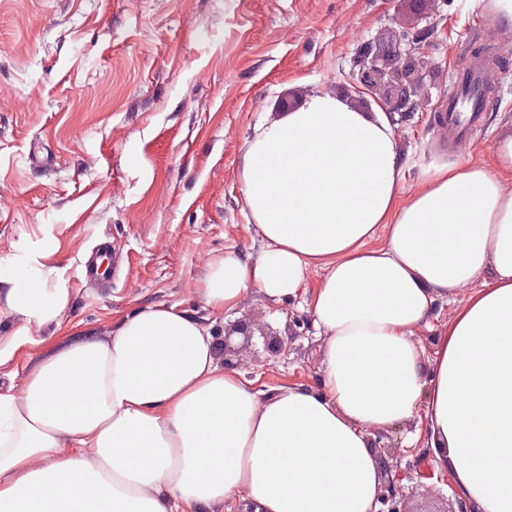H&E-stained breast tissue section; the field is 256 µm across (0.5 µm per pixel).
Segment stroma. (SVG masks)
<instances>
[{"label":"stroma","instance_id":"stroma-1","mask_svg":"<svg viewBox=\"0 0 512 512\" xmlns=\"http://www.w3.org/2000/svg\"><path fill=\"white\" fill-rule=\"evenodd\" d=\"M424 29L425 78L409 112L358 92L353 58L366 41ZM490 58L498 74L484 123L452 145L439 114L459 66ZM317 93L381 112L406 162V189L435 168L491 146L512 125V31L473 0H0V264L40 256L66 280L71 304L0 366V388L20 386L54 344L106 336L125 315L164 304L234 334V368L258 392L318 384L323 340L302 299L250 290L213 317L198 292L209 260L236 247L259 257L238 180L256 125ZM51 163L33 164L32 142ZM110 239L120 257L112 287L81 278L86 253ZM288 340L270 358L264 336ZM426 420L371 433L397 449L396 489L409 512H456L451 472L417 479Z\"/></svg>","mask_w":512,"mask_h":512}]
</instances>
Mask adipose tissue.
Masks as SVG:
<instances>
[{
	"label": "adipose tissue",
	"instance_id": "1",
	"mask_svg": "<svg viewBox=\"0 0 512 512\" xmlns=\"http://www.w3.org/2000/svg\"><path fill=\"white\" fill-rule=\"evenodd\" d=\"M404 171L387 120L330 94L256 127L238 179L265 250L225 248L199 293L216 316L252 288L303 297L318 388L261 396L218 364L208 326L145 308L0 389V512H375L369 433L420 414L469 512H512V129L413 192ZM0 284L17 346L71 301L35 256ZM439 301L457 309L427 353L414 333Z\"/></svg>",
	"mask_w": 512,
	"mask_h": 512
}]
</instances>
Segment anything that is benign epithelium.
I'll return each mask as SVG.
<instances>
[{
    "label": "benign epithelium",
    "instance_id": "obj_1",
    "mask_svg": "<svg viewBox=\"0 0 512 512\" xmlns=\"http://www.w3.org/2000/svg\"><path fill=\"white\" fill-rule=\"evenodd\" d=\"M423 32L414 34L402 29L394 32L391 49L381 53L366 42L354 57L357 83L362 89L380 94L395 109L408 112L412 108L411 93L423 81V72L415 53ZM378 501L387 506L379 512H406L397 499L394 482L384 486Z\"/></svg>",
    "mask_w": 512,
    "mask_h": 512
}]
</instances>
